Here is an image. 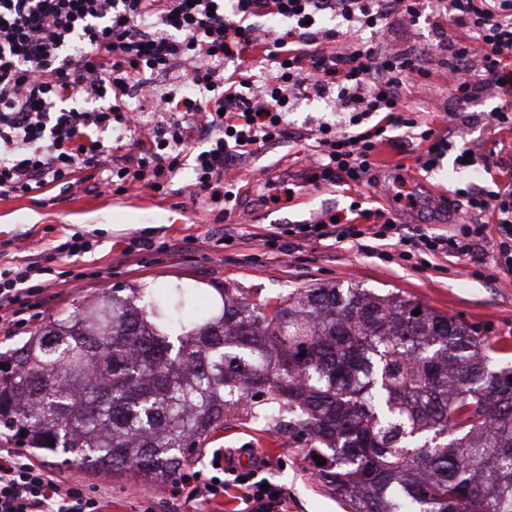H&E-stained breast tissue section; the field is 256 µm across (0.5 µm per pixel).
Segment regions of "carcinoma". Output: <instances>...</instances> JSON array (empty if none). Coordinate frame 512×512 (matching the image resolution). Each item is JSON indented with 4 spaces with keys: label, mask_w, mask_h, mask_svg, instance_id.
Listing matches in <instances>:
<instances>
[{
    "label": "carcinoma",
    "mask_w": 512,
    "mask_h": 512,
    "mask_svg": "<svg viewBox=\"0 0 512 512\" xmlns=\"http://www.w3.org/2000/svg\"><path fill=\"white\" fill-rule=\"evenodd\" d=\"M216 293L190 320L194 289L180 285L54 319L3 354L0 433L70 465L172 481L224 421L260 419L325 459L317 477L351 512H512L498 342L358 286L271 304Z\"/></svg>",
    "instance_id": "1"
}]
</instances>
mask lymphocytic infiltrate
I'll use <instances>...</instances> for the list:
<instances>
[{"mask_svg": "<svg viewBox=\"0 0 512 512\" xmlns=\"http://www.w3.org/2000/svg\"><path fill=\"white\" fill-rule=\"evenodd\" d=\"M433 9L455 30L425 54L386 43L395 23L417 24L419 0H0V198L71 188L84 167L105 172L113 194L143 185L163 195L188 169L193 199L220 205L224 221L234 212L238 162L284 137L289 112L313 97L346 113L348 128L315 130L307 183L371 185L390 128L416 134L426 145L421 166L433 169L456 135L425 127L405 107L409 84L441 71L457 106L496 98L485 119L512 130V0H435ZM336 13L344 29L323 27ZM258 18L283 21L273 41L258 34ZM246 53L258 54L256 66L229 68ZM148 97L169 121L141 130L139 102ZM375 113L384 124H369ZM115 127L136 134L119 158L102 139ZM493 183L490 190L473 183L456 189L470 220L450 234L355 200L348 215L293 225L289 241L273 234L259 245L287 256L329 239L356 246L371 237L394 242L413 268L431 256L489 259L496 274L512 277L511 161H500ZM485 215L495 231L482 223ZM51 272L36 258L0 265V330L26 325L39 281ZM264 465L260 459L243 472L240 512L278 507L279 496L257 479ZM108 507L105 496L60 478L28 451L0 448V512Z\"/></svg>", "mask_w": 512, "mask_h": 512, "instance_id": "lymphocytic-infiltrate-1", "label": "lymphocytic infiltrate"}]
</instances>
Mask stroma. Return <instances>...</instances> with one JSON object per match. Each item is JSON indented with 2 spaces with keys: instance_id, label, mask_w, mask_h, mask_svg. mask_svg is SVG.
<instances>
[{
  "instance_id": "1",
  "label": "stroma",
  "mask_w": 512,
  "mask_h": 512,
  "mask_svg": "<svg viewBox=\"0 0 512 512\" xmlns=\"http://www.w3.org/2000/svg\"><path fill=\"white\" fill-rule=\"evenodd\" d=\"M443 36L427 5L416 26L393 30L390 43L430 51ZM406 103L415 111H432L437 126L452 122L455 106L440 78H431L426 86L414 84ZM494 105L491 99L470 104V121L464 130L465 145L491 164L512 155V132L494 130L484 120V112ZM341 121V116L326 111L322 100L301 102L288 115L289 138L262 147L241 162L240 203L232 220L240 236L235 246L213 247L211 235L223 232L224 226L217 222L215 212L193 202L190 170L179 172L166 194L142 187L115 195L102 187L99 171L86 169L80 173L81 183L70 191L48 187L34 197L0 199V260H20L48 250L65 232H80L95 241L96 250L86 260L61 261V269L86 268L92 275L71 284L50 285L38 319L42 325L72 311L79 302L115 288L128 294L136 288L183 284L210 297L215 289L226 286L241 289L258 302L295 288L341 284L407 296L468 322L483 335L512 341V280L495 277L490 264L451 258L440 269L432 265L413 269L377 253L319 244L304 246L283 263L258 246L257 236L283 231L291 224L313 223L329 212L348 209L358 198L368 208L399 211L391 191L396 182L406 183L419 204L418 210L407 215V223L438 234L454 230L459 216L447 209L445 201L456 187L469 183V169L457 166L449 154L439 168L425 172L417 163L423 144L401 129L391 130V143L379 150L375 186L359 192L306 184L309 162L302 135L320 124ZM269 180L293 184L294 198L276 205L261 204L257 192ZM140 234L157 239L190 236L194 242L176 253L151 254L136 269L120 264L128 237ZM252 450L266 459L260 476L278 487L284 512H351L344 500L319 482L304 449L259 422L230 421L213 432L187 465L188 480L178 483L118 479L108 472L66 465L54 454L43 455L42 460L62 475L81 478L88 488L100 490L111 500L112 512H137L142 505L152 512H195L189 494L194 485L214 476L210 465L213 453L228 457Z\"/></svg>"
}]
</instances>
